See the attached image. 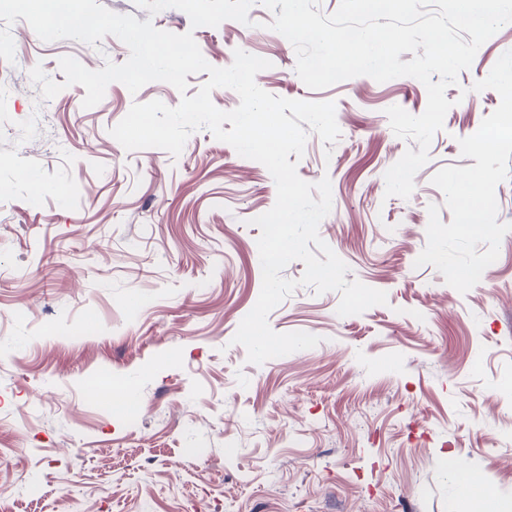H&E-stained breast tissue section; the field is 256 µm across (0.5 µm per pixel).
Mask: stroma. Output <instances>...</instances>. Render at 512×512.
<instances>
[{
  "label": "stroma",
  "instance_id": "obj_1",
  "mask_svg": "<svg viewBox=\"0 0 512 512\" xmlns=\"http://www.w3.org/2000/svg\"><path fill=\"white\" fill-rule=\"evenodd\" d=\"M99 2L193 32L212 66L238 48L269 60L256 76L268 93L335 103L339 140L309 133L297 173L329 177L319 235L346 281L388 302L342 317L338 292L297 288L268 323L319 344L248 363L232 338L261 290L250 220L275 203L270 173L205 129L176 157L125 150L110 134L133 103L177 106L208 73L187 75L183 94L114 82L86 108L60 58L98 70L124 63L127 46L111 35L97 47L45 42L25 20L0 19L15 42L14 62L0 59V451L11 458L0 512H458L448 456L480 479L473 512L512 507V232L464 294L415 264L429 205L452 218L434 174L473 166L458 141L500 103L472 85L512 50V24L447 89L444 128L402 199L386 197L384 174L409 143L385 111L421 114L417 79L309 89L261 0L251 25L197 29L175 8ZM38 64L63 85L52 100L30 79Z\"/></svg>",
  "mask_w": 512,
  "mask_h": 512
}]
</instances>
